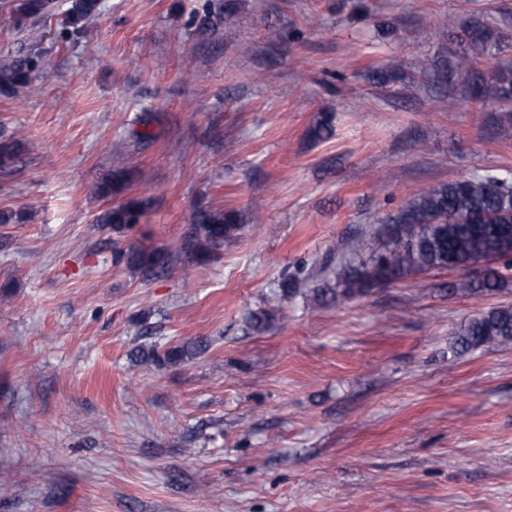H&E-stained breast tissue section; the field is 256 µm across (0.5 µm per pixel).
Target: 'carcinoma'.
<instances>
[{
  "label": "carcinoma",
  "instance_id": "carcinoma-1",
  "mask_svg": "<svg viewBox=\"0 0 512 512\" xmlns=\"http://www.w3.org/2000/svg\"><path fill=\"white\" fill-rule=\"evenodd\" d=\"M100 0H71L62 25L65 33L75 37L85 23L99 10ZM55 10V0H20L13 16L16 26L41 20ZM505 34L488 22H477L460 39L448 58V69L467 77L476 65L506 51ZM39 57L0 55V92L8 94L29 82L38 67ZM487 96L502 103L512 102V67L496 72L492 83H472L465 93L441 106H457L460 102H481ZM130 173L116 168L94 187V193L107 198L122 193ZM147 206L140 198L125 199L109 206L98 222L112 225L121 233L138 221ZM242 225L231 211L217 212L206 209L193 217L190 249L193 262L201 264L236 238ZM375 247L369 243L366 256L354 261L341 258L334 268L335 283L321 280L312 287L306 281L316 278L313 273L305 277L282 275L277 288L263 301V306L249 312L246 325L253 332H262L275 321L288 320L282 302L302 296L313 307L332 304L338 299H353L382 288L392 281L415 274L456 270L478 259L497 256L512 250V172L485 170L424 190L415 195L390 222L383 225ZM351 246L350 251H356ZM119 258L127 259L131 267L150 273H164L174 268L171 253L162 247H139ZM506 279L494 267L483 271L482 278L469 282L471 293H492L502 289ZM210 346L206 339H190L160 347L141 344L131 356L137 363L166 368L192 360ZM512 346V303H502L473 316L460 324L450 341L455 353H466L483 347Z\"/></svg>",
  "mask_w": 512,
  "mask_h": 512
}]
</instances>
